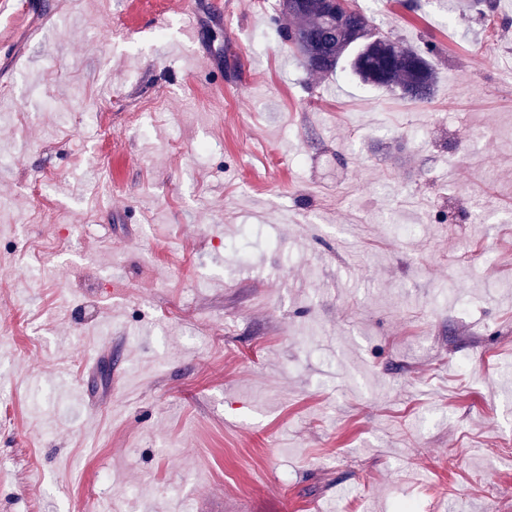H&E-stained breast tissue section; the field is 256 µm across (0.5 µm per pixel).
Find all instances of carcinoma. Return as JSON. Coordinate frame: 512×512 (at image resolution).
<instances>
[{"instance_id": "cac0c4a2", "label": "carcinoma", "mask_w": 512, "mask_h": 512, "mask_svg": "<svg viewBox=\"0 0 512 512\" xmlns=\"http://www.w3.org/2000/svg\"><path fill=\"white\" fill-rule=\"evenodd\" d=\"M288 16L294 25L283 30L282 37L311 73L332 74L347 60L352 72L365 83L398 90L416 102L432 98L437 81L432 61L434 45L417 49L399 41L395 53L383 40L352 38L353 29H375L372 19L353 7L344 23L333 24L326 17L322 0H304L302 7Z\"/></svg>"}]
</instances>
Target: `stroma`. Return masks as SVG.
I'll use <instances>...</instances> for the list:
<instances>
[{
	"label": "stroma",
	"mask_w": 512,
	"mask_h": 512,
	"mask_svg": "<svg viewBox=\"0 0 512 512\" xmlns=\"http://www.w3.org/2000/svg\"><path fill=\"white\" fill-rule=\"evenodd\" d=\"M37 2L0 44V512H512V0H354L436 45L426 103L310 74L279 0ZM11 7L17 19V28L13 34V39L20 37L27 42L39 38L43 25L49 19L48 13H42L41 23H34L32 20L40 12L38 6L32 0L11 1Z\"/></svg>",
	"instance_id": "1"
}]
</instances>
